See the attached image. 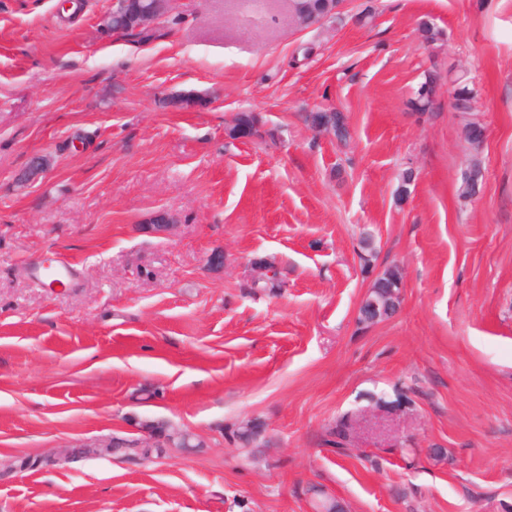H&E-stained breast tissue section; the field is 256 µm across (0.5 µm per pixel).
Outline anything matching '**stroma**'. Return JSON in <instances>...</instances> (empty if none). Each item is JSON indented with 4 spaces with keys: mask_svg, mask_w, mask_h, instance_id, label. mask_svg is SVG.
I'll use <instances>...</instances> for the list:
<instances>
[{
    "mask_svg": "<svg viewBox=\"0 0 512 512\" xmlns=\"http://www.w3.org/2000/svg\"><path fill=\"white\" fill-rule=\"evenodd\" d=\"M111 5L0 0V512H512V0L307 25L292 0H174L146 45L102 28ZM242 113L258 134L229 138ZM58 253L73 274L44 286ZM388 269L396 314L359 323ZM155 419L201 448L8 471ZM249 421L261 447L232 437ZM401 279L397 272L386 271L378 276L369 289L366 298L380 297L384 302H391V313L386 318H390L397 309L400 298Z\"/></svg>",
    "mask_w": 512,
    "mask_h": 512,
    "instance_id": "stroma-1",
    "label": "stroma"
}]
</instances>
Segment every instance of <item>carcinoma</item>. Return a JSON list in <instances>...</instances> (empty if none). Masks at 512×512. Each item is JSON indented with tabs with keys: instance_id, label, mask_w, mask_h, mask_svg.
Returning <instances> with one entry per match:
<instances>
[{
	"instance_id": "carcinoma-1",
	"label": "carcinoma",
	"mask_w": 512,
	"mask_h": 512,
	"mask_svg": "<svg viewBox=\"0 0 512 512\" xmlns=\"http://www.w3.org/2000/svg\"><path fill=\"white\" fill-rule=\"evenodd\" d=\"M297 17L305 23L318 21L335 14V0H292ZM164 36L161 29L129 32L125 37L138 44H147ZM435 77L428 75L421 83L411 104L417 112H428L432 108L430 99L434 91ZM455 108L459 112L471 110L472 90L466 85H458L454 92ZM313 124L330 128L340 140L345 138L340 118L335 113H317L312 117ZM261 118L256 114H240L233 119L231 131H245L250 135L258 132ZM401 279L397 272L386 271L378 276L369 289L368 297H379L391 303V312H396L400 298ZM150 433V437H114L112 441L99 445H83L72 449L67 455L66 463L70 464L89 457L116 456L126 461H149L159 457L169 449L187 450L195 447L189 434L181 432L164 420H153L142 425ZM261 426L246 423L234 432V436L245 448L258 444L261 437ZM59 465L51 455H23L15 459L14 471L38 472L45 468Z\"/></svg>"
}]
</instances>
